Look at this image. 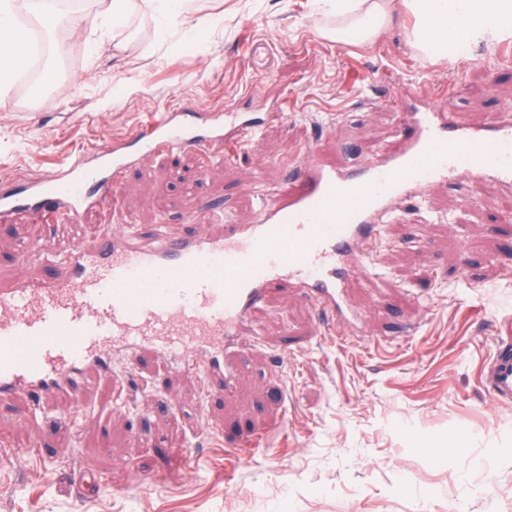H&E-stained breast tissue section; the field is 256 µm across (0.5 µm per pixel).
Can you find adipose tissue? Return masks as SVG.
<instances>
[{
  "mask_svg": "<svg viewBox=\"0 0 512 512\" xmlns=\"http://www.w3.org/2000/svg\"><path fill=\"white\" fill-rule=\"evenodd\" d=\"M18 0H0V74L26 57L25 29L16 11ZM316 11L337 19L327 38L341 43L375 40L389 21L387 0H313ZM414 19L410 34L425 57L445 60L464 55L471 45L493 44L512 37V0H404ZM135 15H147L160 26L177 22L187 30L201 24L194 0H98L95 14L107 31L120 32Z\"/></svg>",
  "mask_w": 512,
  "mask_h": 512,
  "instance_id": "ef3b65f1",
  "label": "adipose tissue"
}]
</instances>
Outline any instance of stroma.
<instances>
[{"label":"stroma","instance_id":"35a3bbf8","mask_svg":"<svg viewBox=\"0 0 512 512\" xmlns=\"http://www.w3.org/2000/svg\"><path fill=\"white\" fill-rule=\"evenodd\" d=\"M389 7V27L364 44L323 37L335 21L311 0H200L194 34L134 17L121 36L135 51L94 62L98 31L70 37L54 75L67 98L52 85L8 90L0 195L49 180L73 153L101 166L113 149L137 152L141 123L166 107L203 129L230 112L263 129L231 161L188 151L129 169L116 205L86 212L78 234L0 225V286L41 274L27 245L50 258L107 224L180 233L193 209L212 233L223 218L249 223L255 195L286 188L311 144L326 164L363 166L397 146L388 105L404 83L472 124L512 106V39L434 62L413 46L402 0ZM259 40L272 51L265 73L248 64ZM277 105L287 114L268 122ZM371 259L375 279L348 289L363 332L274 287L224 396L152 355L126 374L117 352L109 373L50 394L38 415L23 395L0 398V512H512V404L481 381L512 317V212L492 184H436L389 219ZM232 431L250 445L227 444Z\"/></svg>","mask_w":512,"mask_h":512}]
</instances>
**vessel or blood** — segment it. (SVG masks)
I'll return each mask as SVG.
<instances>
[{
  "label": "vessel or blood",
  "instance_id": "vessel-or-blood-1",
  "mask_svg": "<svg viewBox=\"0 0 512 512\" xmlns=\"http://www.w3.org/2000/svg\"><path fill=\"white\" fill-rule=\"evenodd\" d=\"M401 97L413 109L400 119L396 153L376 155L358 170L336 169L308 146L297 189L261 200L253 223L186 237L161 231L145 238L107 227L50 261L45 278L1 288L0 394L26 395L36 413L43 392L71 390L76 374L107 370L116 347L127 352L132 373L150 353L202 363L211 389L230 391L236 341L268 288L284 282L360 330L346 281L365 270L367 246L391 214L448 180L482 179L512 190V113L473 125L446 106L421 107L415 84H404ZM252 133L237 120L232 131L204 134L168 108L137 138L147 154L234 155ZM139 162L114 153L107 176L73 156L62 181L30 186L27 205L1 196L0 222L23 209L35 222L80 223L86 211L109 205L111 180ZM483 381L498 402L512 403L511 320L500 329Z\"/></svg>",
  "mask_w": 512,
  "mask_h": 512
}]
</instances>
